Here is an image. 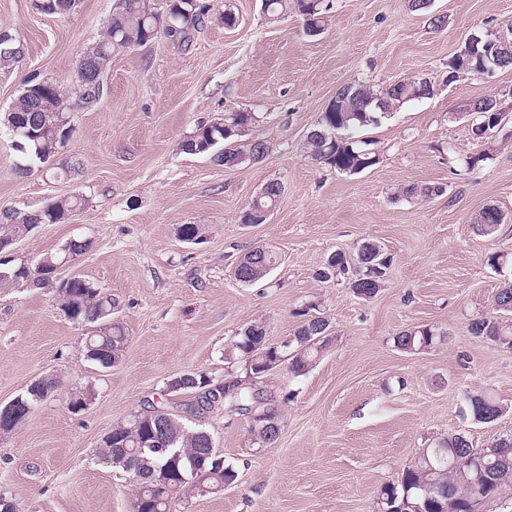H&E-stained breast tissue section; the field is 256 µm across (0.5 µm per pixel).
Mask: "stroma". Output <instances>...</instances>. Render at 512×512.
I'll list each match as a JSON object with an SVG mask.
<instances>
[{"label": "stroma", "instance_id": "obj_1", "mask_svg": "<svg viewBox=\"0 0 512 512\" xmlns=\"http://www.w3.org/2000/svg\"><path fill=\"white\" fill-rule=\"evenodd\" d=\"M204 2L209 17L190 47L161 34L113 55L99 104L73 115L58 175L18 174L25 159L0 126V212L83 199L65 222L17 241L10 259L31 264L69 240L88 241L60 275L111 293L128 336L121 360L100 367L84 355L89 324L68 319L54 289L0 290V404L42 377L58 382L0 436V493L17 512H133L128 474L99 456L103 437L154 405L181 414L191 397L168 392L170 379L240 372L227 357L239 332L261 322L269 341L281 342L313 299L331 323L330 347L303 376L281 365L258 381L284 403L277 443L255 444L240 414L186 417L211 434L238 479L216 494L187 493L172 512H372L380 487L430 438L457 432L481 448L512 432V351L467 331L512 281V69L447 80L448 60L465 41L512 22V0H434L446 19L438 29L408 0H328L316 37L293 13L269 22L262 0ZM114 6L81 0L62 17L37 12L32 0H0V33L14 50L0 59V115L28 81L71 90ZM228 11L237 18L231 28ZM410 77L429 79L434 94L356 133L378 149L374 168L349 175L309 156L306 137L341 87L379 90ZM490 96L510 112L488 138H474L468 108ZM232 112L254 114L244 138L266 144L260 161L227 168L182 151L198 123ZM273 180L284 187L273 214L243 223ZM412 186L439 193L406 195ZM488 205L505 216L492 237L473 225ZM184 224L203 227L201 241H183ZM366 241L392 258L374 298L316 279L330 254L355 255ZM257 246L275 251L277 264L263 281L241 284L236 259ZM495 252L507 258L497 270L487 262ZM425 324L444 331V341L417 354L394 346L398 332ZM469 391L493 395L504 413L473 421ZM79 392L87 405L75 412L69 400Z\"/></svg>", "mask_w": 512, "mask_h": 512}]
</instances>
